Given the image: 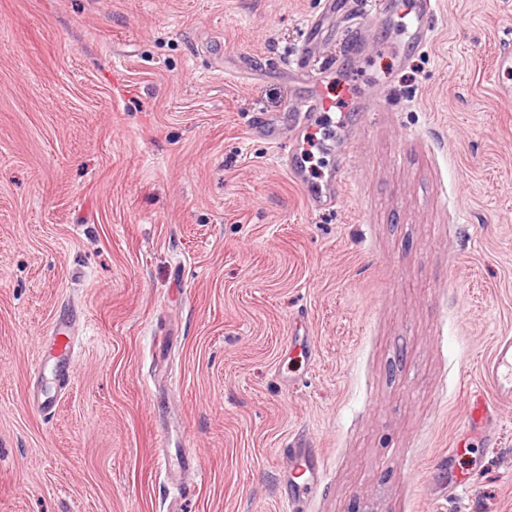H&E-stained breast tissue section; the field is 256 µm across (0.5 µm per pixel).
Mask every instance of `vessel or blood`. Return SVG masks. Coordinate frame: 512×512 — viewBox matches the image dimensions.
<instances>
[{
    "label": "vessel or blood",
    "mask_w": 512,
    "mask_h": 512,
    "mask_svg": "<svg viewBox=\"0 0 512 512\" xmlns=\"http://www.w3.org/2000/svg\"><path fill=\"white\" fill-rule=\"evenodd\" d=\"M440 10V0H412L409 24L418 46H427L433 39L434 17ZM317 21H310L304 31L303 44L294 62L300 75L309 80L314 89L307 96L295 99L288 122V143L285 166L291 181L298 186L310 208L318 209L334 202L339 187L344 183L356 151L354 143H346L336 165L329 168L324 181L311 177L305 162V150L311 136L317 134L326 112L334 106L325 94L324 74L310 68L318 47ZM51 349L58 360L53 374L58 386L70 385L74 379L73 325L68 318H58L51 332ZM473 397L470 413V433L480 434L486 446H493L496 437L482 429V422L491 416L493 408L501 401L512 400V336H501L495 341L492 356L483 364L481 382L469 389ZM288 454L295 462L300 475L305 478L302 493L311 492L321 479V458L309 445L290 444Z\"/></svg>",
    "instance_id": "vessel-or-blood-1"
}]
</instances>
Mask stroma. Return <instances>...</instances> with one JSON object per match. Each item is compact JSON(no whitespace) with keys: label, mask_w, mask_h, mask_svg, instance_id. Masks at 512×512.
Instances as JSON below:
<instances>
[{"label":"stroma","mask_w":512,"mask_h":512,"mask_svg":"<svg viewBox=\"0 0 512 512\" xmlns=\"http://www.w3.org/2000/svg\"><path fill=\"white\" fill-rule=\"evenodd\" d=\"M321 7L0 0V512H282L297 438L323 459L300 512H512V403L461 496L436 464L466 431L461 375L512 334V97L488 78L512 0H442L420 51L405 17L324 23L343 64L317 155L357 148L313 212L280 130ZM70 307L62 389L43 366ZM188 441L201 481L156 472Z\"/></svg>","instance_id":"1"}]
</instances>
